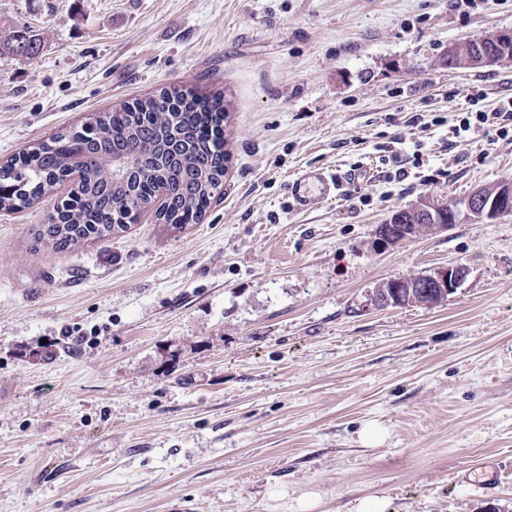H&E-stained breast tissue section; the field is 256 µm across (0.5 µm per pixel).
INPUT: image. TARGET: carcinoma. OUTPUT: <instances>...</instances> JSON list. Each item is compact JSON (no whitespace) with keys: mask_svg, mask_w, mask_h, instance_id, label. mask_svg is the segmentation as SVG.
Masks as SVG:
<instances>
[{"mask_svg":"<svg viewBox=\"0 0 512 512\" xmlns=\"http://www.w3.org/2000/svg\"><path fill=\"white\" fill-rule=\"evenodd\" d=\"M0 40V53L22 55L18 34ZM91 128L68 129L0 166V209L19 210L78 175L68 202L38 233L58 251L105 241L130 207H152L157 220L183 229L204 217L224 185V99H201L177 90L124 102L90 119Z\"/></svg>","mask_w":512,"mask_h":512,"instance_id":"carcinoma-1","label":"carcinoma"}]
</instances>
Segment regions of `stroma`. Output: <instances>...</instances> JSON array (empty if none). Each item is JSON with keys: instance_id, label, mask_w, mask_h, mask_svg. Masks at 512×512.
Wrapping results in <instances>:
<instances>
[{"instance_id": "stroma-1", "label": "stroma", "mask_w": 512, "mask_h": 512, "mask_svg": "<svg viewBox=\"0 0 512 512\" xmlns=\"http://www.w3.org/2000/svg\"><path fill=\"white\" fill-rule=\"evenodd\" d=\"M23 26L0 162L164 88L223 95L226 162L181 231L148 210L58 252L34 232L67 186L0 212V512H512V215L375 245L421 196L512 178V133L455 131L512 64L445 55L512 30V0H0V35ZM309 166L371 175L299 211ZM448 264L441 304L376 305Z\"/></svg>"}]
</instances>
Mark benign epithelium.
Wrapping results in <instances>:
<instances>
[{
  "mask_svg": "<svg viewBox=\"0 0 512 512\" xmlns=\"http://www.w3.org/2000/svg\"><path fill=\"white\" fill-rule=\"evenodd\" d=\"M488 44L493 50H485ZM446 59L450 69L512 64V31L479 34L452 44L448 46ZM511 214L510 178L493 188H477L462 199L440 202L424 196L409 208L394 210L386 223L377 226L376 243L388 247L416 237L424 228L446 230L464 221L483 223ZM465 277V268L458 264L413 278L393 277L380 285L383 304L433 306L453 294Z\"/></svg>",
  "mask_w": 512,
  "mask_h": 512,
  "instance_id": "benign-epithelium-1",
  "label": "benign epithelium"
}]
</instances>
